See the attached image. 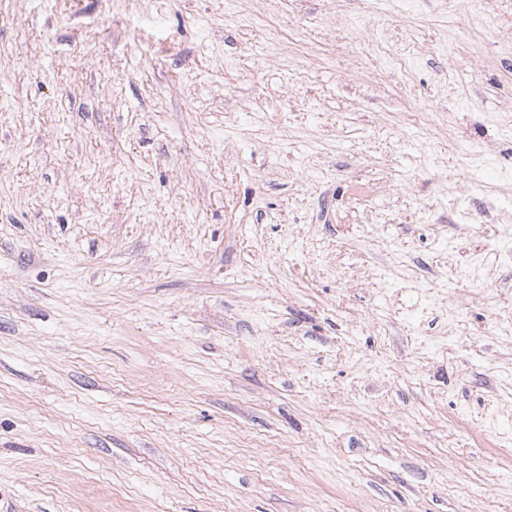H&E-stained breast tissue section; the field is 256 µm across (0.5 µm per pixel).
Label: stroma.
<instances>
[{
	"label": "stroma",
	"mask_w": 512,
	"mask_h": 512,
	"mask_svg": "<svg viewBox=\"0 0 512 512\" xmlns=\"http://www.w3.org/2000/svg\"><path fill=\"white\" fill-rule=\"evenodd\" d=\"M512 0H0V512H512Z\"/></svg>",
	"instance_id": "stroma-1"
}]
</instances>
